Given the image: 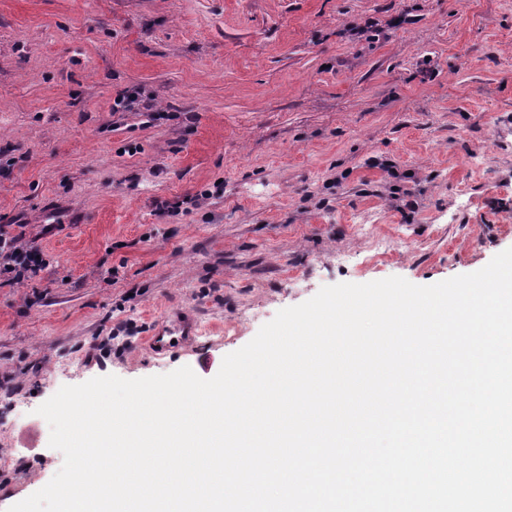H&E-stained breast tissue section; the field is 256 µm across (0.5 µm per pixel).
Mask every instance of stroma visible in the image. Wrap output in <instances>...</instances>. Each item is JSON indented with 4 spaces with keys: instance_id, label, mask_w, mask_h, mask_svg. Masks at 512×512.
<instances>
[{
    "instance_id": "1",
    "label": "stroma",
    "mask_w": 512,
    "mask_h": 512,
    "mask_svg": "<svg viewBox=\"0 0 512 512\" xmlns=\"http://www.w3.org/2000/svg\"><path fill=\"white\" fill-rule=\"evenodd\" d=\"M126 90L161 119L113 111ZM13 223L50 265L0 281V512L62 466L37 413L62 386L207 379L323 286L512 248V0H0ZM177 320L190 337L147 346Z\"/></svg>"
}]
</instances>
